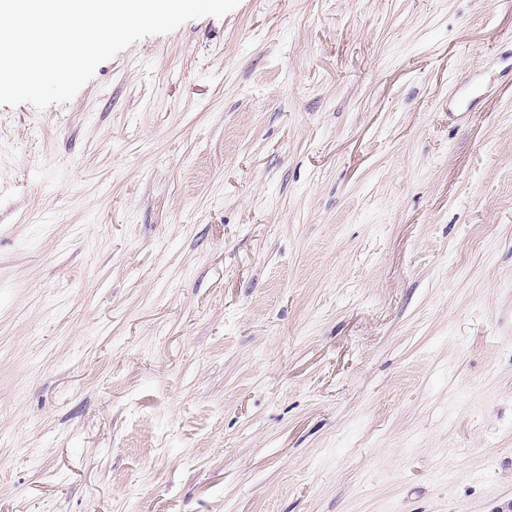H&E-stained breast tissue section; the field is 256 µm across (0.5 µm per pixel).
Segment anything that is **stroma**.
<instances>
[{
  "label": "stroma",
  "instance_id": "1",
  "mask_svg": "<svg viewBox=\"0 0 512 512\" xmlns=\"http://www.w3.org/2000/svg\"><path fill=\"white\" fill-rule=\"evenodd\" d=\"M0 512H512V0H239L0 107Z\"/></svg>",
  "mask_w": 512,
  "mask_h": 512
}]
</instances>
